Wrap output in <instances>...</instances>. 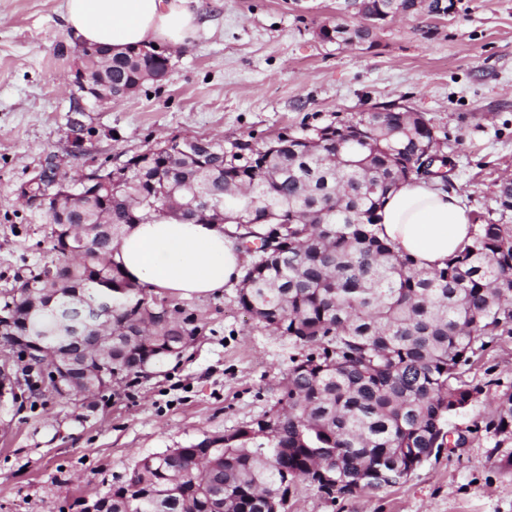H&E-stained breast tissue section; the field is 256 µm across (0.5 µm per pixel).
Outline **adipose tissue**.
Wrapping results in <instances>:
<instances>
[{"mask_svg":"<svg viewBox=\"0 0 512 512\" xmlns=\"http://www.w3.org/2000/svg\"><path fill=\"white\" fill-rule=\"evenodd\" d=\"M193 0H65V27L84 43L122 53L164 41L190 45L202 26ZM376 233L417 268L444 267L472 238L469 209L454 189L424 178L385 198ZM128 278L184 298H205L236 282L246 255L224 227L160 217L133 225L118 254Z\"/></svg>","mask_w":512,"mask_h":512,"instance_id":"ef3b65f1","label":"adipose tissue"}]
</instances>
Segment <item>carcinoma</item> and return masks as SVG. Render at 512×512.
<instances>
[{"mask_svg": "<svg viewBox=\"0 0 512 512\" xmlns=\"http://www.w3.org/2000/svg\"><path fill=\"white\" fill-rule=\"evenodd\" d=\"M403 0L400 16L437 9ZM99 73L134 90L163 66L157 54L92 48ZM447 157L431 127L408 106L365 109L343 123L277 134L265 151L212 139L172 137L131 156L111 192L89 185L62 203L46 199L56 278L30 274L9 301L7 335L36 336L55 324L33 310L34 288L53 306L90 304L112 285V351H90L89 377L146 375L180 357L198 332L161 310L114 255L125 228L184 215L188 191L224 200L209 219L258 240L239 303L252 318L310 353L292 360L278 408L266 419L201 443L142 458L102 496L103 512H264L295 479L352 494L405 481L446 444L448 417L479 392L464 379L483 336L512 324V224L477 225L471 244L442 269H419L375 234L386 195L418 175V163ZM254 199L249 211L238 196ZM512 211V179L499 186ZM82 225L100 235L76 242ZM246 233H240V230ZM53 387L73 405L88 388ZM487 430L512 442V391L501 394Z\"/></svg>", "mask_w": 512, "mask_h": 512, "instance_id": "obj_1", "label": "carcinoma"}]
</instances>
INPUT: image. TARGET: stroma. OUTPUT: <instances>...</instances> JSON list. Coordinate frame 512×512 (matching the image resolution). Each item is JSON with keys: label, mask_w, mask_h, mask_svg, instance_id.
I'll return each instance as SVG.
<instances>
[{"label": "stroma", "mask_w": 512, "mask_h": 512, "mask_svg": "<svg viewBox=\"0 0 512 512\" xmlns=\"http://www.w3.org/2000/svg\"><path fill=\"white\" fill-rule=\"evenodd\" d=\"M456 3L449 17L392 21L375 47L340 48L318 31L354 22L347 0H198L205 24L169 52L166 79L82 103L94 134L74 158L67 119L85 61L71 50L64 0H0V302L52 257L50 224L15 194L49 153L74 175L122 166L166 138L260 143L396 103L430 121L450 160L447 185L472 223L512 224L496 202L512 175V0ZM239 291L167 296L199 327L183 357L114 384L91 406L60 401L38 373L21 375L17 402L0 406V512H81L84 498L121 484L139 458L275 411L291 360L305 350L250 318ZM466 377L481 392L449 422L465 445L376 491L334 497L296 481L283 512H512V469L500 466L512 450L485 430L499 395L512 391V334L486 337Z\"/></svg>", "instance_id": "obj_1"}]
</instances>
